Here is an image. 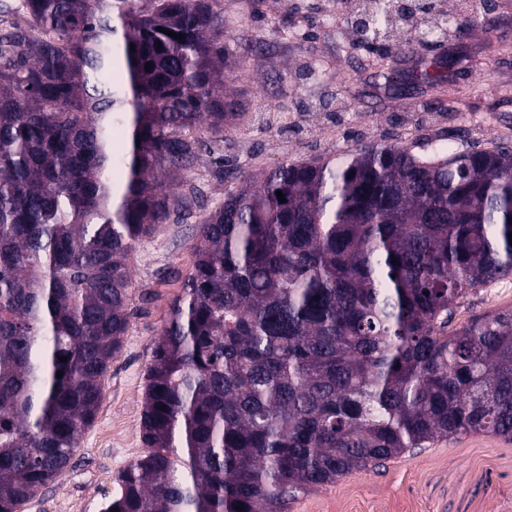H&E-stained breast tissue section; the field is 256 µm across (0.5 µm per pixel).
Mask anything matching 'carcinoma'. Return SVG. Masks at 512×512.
Masks as SVG:
<instances>
[{
  "label": "carcinoma",
  "instance_id": "cac0c4a2",
  "mask_svg": "<svg viewBox=\"0 0 512 512\" xmlns=\"http://www.w3.org/2000/svg\"><path fill=\"white\" fill-rule=\"evenodd\" d=\"M367 3L358 45L414 14ZM476 24L442 17L383 56L376 96L406 55L442 81L433 34ZM225 55L220 0L0 9V512H22L93 423L134 248L198 204L197 128L224 164L240 116ZM510 234L507 146L358 144L241 179L196 225L146 372L145 451L103 512H286L440 440H511L512 311L448 333L471 292L512 276Z\"/></svg>",
  "mask_w": 512,
  "mask_h": 512
}]
</instances>
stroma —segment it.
<instances>
[{"instance_id": "35a3bbf8", "label": "stroma", "mask_w": 512, "mask_h": 512, "mask_svg": "<svg viewBox=\"0 0 512 512\" xmlns=\"http://www.w3.org/2000/svg\"><path fill=\"white\" fill-rule=\"evenodd\" d=\"M226 48L238 76L228 88L245 110L224 134L223 168L202 154L194 177L202 191L190 223L165 224L132 255L134 314L103 384L93 424L69 467L24 512H102L115 477L142 454L140 421L146 369L169 302L174 273H188L192 225L224 200L233 176L283 159L343 153L360 143H406L413 152L446 142L452 151L512 147V0H430L413 22L392 29L395 50L419 22L478 14L477 25L449 32L427 50L442 87L416 83L403 59L391 95L375 97L369 76L378 54L354 47L346 19L359 0H223ZM512 310V277L478 288L455 311L451 329L473 316ZM292 512H512V440L461 435L399 456L377 470L354 471L299 496Z\"/></svg>"}]
</instances>
